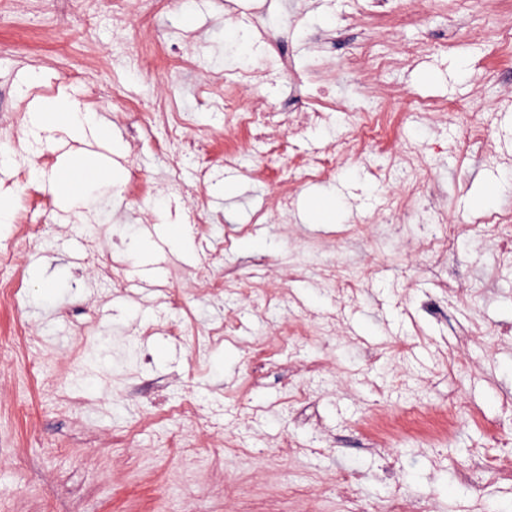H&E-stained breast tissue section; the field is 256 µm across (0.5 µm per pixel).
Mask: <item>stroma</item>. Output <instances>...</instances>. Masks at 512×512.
Returning <instances> with one entry per match:
<instances>
[{"mask_svg": "<svg viewBox=\"0 0 512 512\" xmlns=\"http://www.w3.org/2000/svg\"><path fill=\"white\" fill-rule=\"evenodd\" d=\"M362 0H174L149 26L138 0H111L83 20L70 0L49 10L44 0H0V166L11 203L33 201V221L51 217L50 240L28 245L26 226L0 223V279L22 282L18 299L0 298V512H345L339 473H351L362 501L375 505L398 494L412 512H512V474L487 477L479 454L494 434H512V257L475 225L478 217L512 211V14L494 0L457 8L454 0L416 5L418 20L386 28L360 15ZM277 28V49L238 51L225 34ZM421 45L399 61L404 45ZM396 65L374 69V56ZM359 56L363 68L345 61ZM269 69L274 83L244 87L245 103L297 109L301 99L335 104L333 125L292 139L275 133L272 151H246L222 161L225 144L248 139L225 127V78ZM39 81L28 86L30 74ZM61 95L96 113V134L121 186L73 197L75 169L63 168L57 144L66 130L51 123L41 141L27 138V113ZM187 113L186 135L211 161L205 189L211 233L227 237L215 274L250 279L272 299L266 309L209 288L192 270L207 258L185 220V202L169 193V175L194 186L195 166L163 159L164 128L141 124L145 100ZM418 101L448 103L447 112L413 117ZM387 113L391 132L373 181L351 156L335 178L296 183L289 167L328 151L351 131L353 113ZM488 139L463 143L472 115ZM418 152L425 197L411 216L385 223L380 210L402 194L400 142ZM289 192L287 221L277 199ZM462 225L457 248L436 260L419 251L429 232L423 217ZM160 228L157 236L141 232ZM367 225L364 236L353 225ZM94 238L108 285L82 261L70 260V239ZM166 249L172 260L157 290L114 311L142 258ZM362 271L351 299L321 284V266ZM179 289L185 306L166 308L163 289ZM97 319V333L115 348L82 340L77 326ZM177 318L174 339L157 326ZM234 317L235 336L197 350L195 339ZM315 320L313 336L274 347L284 323ZM317 362L301 407L283 405L289 383ZM201 405L224 404V427L199 432L173 411L184 395ZM161 429L221 449L223 462L183 464L159 447L155 431L120 441L123 429L149 412ZM292 437L306 451L283 456ZM241 484L238 501L224 498V478ZM311 476L296 499L281 497L285 480Z\"/></svg>", "mask_w": 512, "mask_h": 512, "instance_id": "stroma-1", "label": "stroma"}]
</instances>
